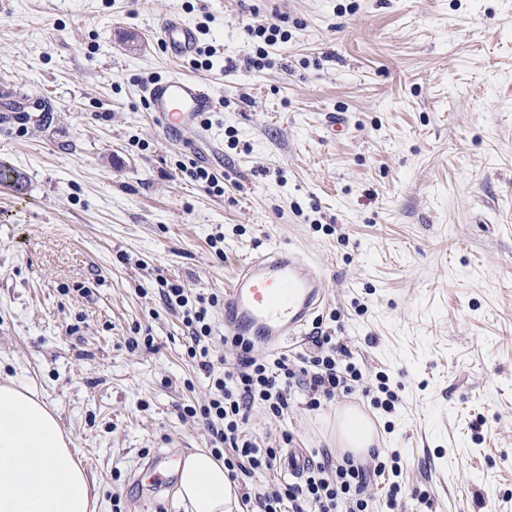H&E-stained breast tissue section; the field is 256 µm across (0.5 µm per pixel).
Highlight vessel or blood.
Segmentation results:
<instances>
[{"instance_id":"obj_1","label":"vessel or blood","mask_w":512,"mask_h":512,"mask_svg":"<svg viewBox=\"0 0 512 512\" xmlns=\"http://www.w3.org/2000/svg\"><path fill=\"white\" fill-rule=\"evenodd\" d=\"M161 41L173 60L191 57L194 27L177 15L161 26ZM153 121L172 140L186 132L207 137L205 116L214 109L211 89L181 72L160 78L144 90ZM319 268L293 250L258 253L238 268L224 295V333L253 336L277 348L294 345L325 301Z\"/></svg>"}]
</instances>
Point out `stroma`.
<instances>
[{"instance_id": "1", "label": "stroma", "mask_w": 512, "mask_h": 512, "mask_svg": "<svg viewBox=\"0 0 512 512\" xmlns=\"http://www.w3.org/2000/svg\"><path fill=\"white\" fill-rule=\"evenodd\" d=\"M170 14L206 26L212 69L168 58ZM281 16L249 69V27ZM175 69L211 88L213 143L153 123L143 89ZM0 162L24 185H0V379L56 411L93 512H185L149 464L215 446L157 277L221 296L275 244L321 267L323 329L399 401L257 407V442L337 453L355 405L400 456L402 512H512V0H0ZM279 23H267L257 27L249 28V34L256 39L257 47L255 55L250 58V65L256 70H263L271 65L272 59L269 58V48L284 42L288 39V30L284 29L281 23H286V18L278 19Z\"/></svg>"}]
</instances>
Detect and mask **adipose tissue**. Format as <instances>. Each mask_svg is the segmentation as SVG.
<instances>
[{"label":"adipose tissue","instance_id":"obj_1","mask_svg":"<svg viewBox=\"0 0 512 512\" xmlns=\"http://www.w3.org/2000/svg\"><path fill=\"white\" fill-rule=\"evenodd\" d=\"M344 451L368 453L375 430L357 408L337 426ZM70 438L38 393L0 383V512H89L94 500L86 466L74 460ZM177 495L186 512H241L238 486L222 460L196 448L186 454Z\"/></svg>","mask_w":512,"mask_h":512}]
</instances>
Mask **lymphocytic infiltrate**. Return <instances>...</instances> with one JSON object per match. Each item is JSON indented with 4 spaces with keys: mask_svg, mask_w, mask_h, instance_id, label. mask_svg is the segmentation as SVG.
<instances>
[{
    "mask_svg": "<svg viewBox=\"0 0 512 512\" xmlns=\"http://www.w3.org/2000/svg\"><path fill=\"white\" fill-rule=\"evenodd\" d=\"M161 286L166 304L182 311L191 339L189 357L197 360L211 380L213 394L201 415L216 442L226 448L224 467L230 478H250L275 468L279 449L260 447L245 426L258 406L273 417L287 416L293 389L304 392L311 410L319 409L336 394H350L359 387L367 393L374 389L384 393L380 406L388 413L399 400L385 374L368 378L350 361L347 347L323 330L311 336L306 351L293 357H259L254 355L252 343L243 337L225 338L224 346L232 351L234 361L223 371H216L209 346L210 310L216 297L188 296L179 284L166 279ZM398 460L395 454L381 459L376 451L366 463L356 462L348 454L338 462L328 457L320 462L312 460L298 480L281 482L275 489L256 494L255 500L259 512H370L374 502L369 492L372 481L384 476L389 463Z\"/></svg>",
    "mask_w": 512,
    "mask_h": 512,
    "instance_id": "lymphocytic-infiltrate-1",
    "label": "lymphocytic infiltrate"
}]
</instances>
